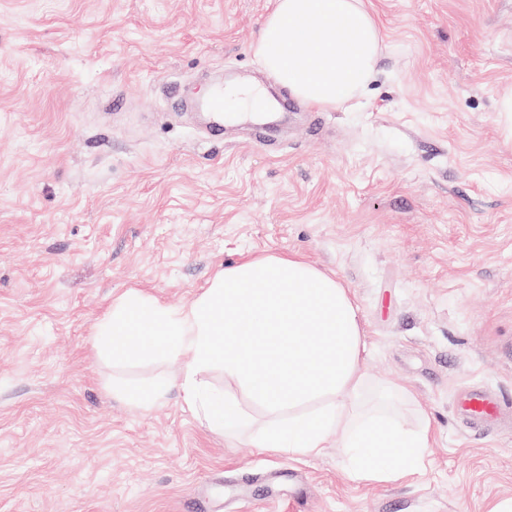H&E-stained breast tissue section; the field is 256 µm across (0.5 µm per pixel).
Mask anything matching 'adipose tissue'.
Wrapping results in <instances>:
<instances>
[{"label":"adipose tissue","instance_id":"adipose-tissue-1","mask_svg":"<svg viewBox=\"0 0 512 512\" xmlns=\"http://www.w3.org/2000/svg\"><path fill=\"white\" fill-rule=\"evenodd\" d=\"M99 353L114 361L149 354L179 368L133 397L148 409L178 383L186 405L211 427L249 435L294 456L338 443L359 476L418 466L427 430L390 418L358 421L363 331L348 288L301 258L256 256L224 267L195 302L174 308L130 290L96 325ZM224 371V390L205 378Z\"/></svg>","mask_w":512,"mask_h":512}]
</instances>
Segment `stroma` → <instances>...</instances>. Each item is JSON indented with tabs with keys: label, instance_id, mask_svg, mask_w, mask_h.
Here are the masks:
<instances>
[{
	"label": "stroma",
	"instance_id": "1",
	"mask_svg": "<svg viewBox=\"0 0 512 512\" xmlns=\"http://www.w3.org/2000/svg\"><path fill=\"white\" fill-rule=\"evenodd\" d=\"M381 55L274 149L199 137L169 83L278 88L273 0H0V512H491L512 434L452 399H512V0H366ZM299 256L351 289L363 396L430 429L420 466L353 476L209 429L178 387L112 393L94 325L131 289L186 307L224 265ZM292 469L305 497L294 504ZM170 387L168 379H156L133 396L134 404L141 409H149L161 402ZM455 412L470 426L487 434L497 428L512 429V401L479 388L462 391L454 404Z\"/></svg>",
	"mask_w": 512,
	"mask_h": 512
}]
</instances>
